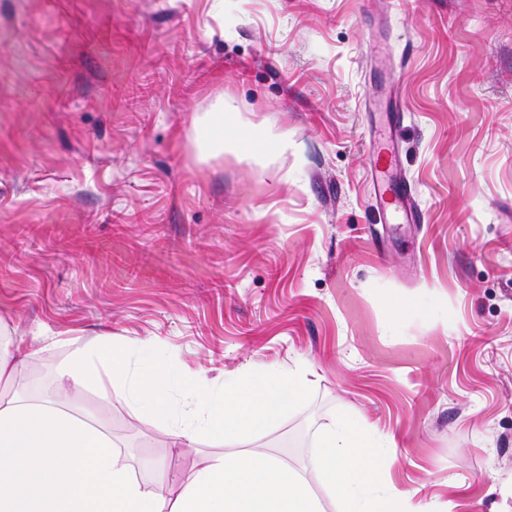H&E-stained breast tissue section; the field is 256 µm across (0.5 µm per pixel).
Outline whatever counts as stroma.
Returning <instances> with one entry per match:
<instances>
[{"instance_id": "stroma-1", "label": "stroma", "mask_w": 512, "mask_h": 512, "mask_svg": "<svg viewBox=\"0 0 512 512\" xmlns=\"http://www.w3.org/2000/svg\"><path fill=\"white\" fill-rule=\"evenodd\" d=\"M236 105L296 147L196 143ZM401 107L420 224H382L368 168ZM408 301L394 314L392 302ZM0 324L50 388L83 342L152 339L207 380L309 368L254 439L310 467L332 414L387 441L430 512H512V0H0ZM84 404L134 467L156 422Z\"/></svg>"}]
</instances>
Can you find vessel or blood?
Returning <instances> with one entry per match:
<instances>
[{
    "label": "vessel or blood",
    "instance_id": "b4317fda",
    "mask_svg": "<svg viewBox=\"0 0 512 512\" xmlns=\"http://www.w3.org/2000/svg\"><path fill=\"white\" fill-rule=\"evenodd\" d=\"M370 182L380 221L384 224H416L420 209L402 174L398 144L387 136L370 165Z\"/></svg>",
    "mask_w": 512,
    "mask_h": 512
}]
</instances>
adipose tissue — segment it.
Wrapping results in <instances>:
<instances>
[{"instance_id":"ef3b65f1","label":"adipose tissue","mask_w":512,"mask_h":512,"mask_svg":"<svg viewBox=\"0 0 512 512\" xmlns=\"http://www.w3.org/2000/svg\"><path fill=\"white\" fill-rule=\"evenodd\" d=\"M196 134L257 164L288 149L284 138L254 146L231 104L208 114ZM38 356L0 336V512H320L300 472L250 446L300 402L304 366H257L215 384L162 358L153 340L108 338L75 344L56 365L51 391L30 393L18 374ZM103 373L118 402L154 419L173 447L205 440L211 450L198 467L175 482L157 461L148 479L138 478L109 426L83 405ZM389 466L383 437L343 415L320 433L312 459L340 512H428L389 488Z\"/></svg>"}]
</instances>
